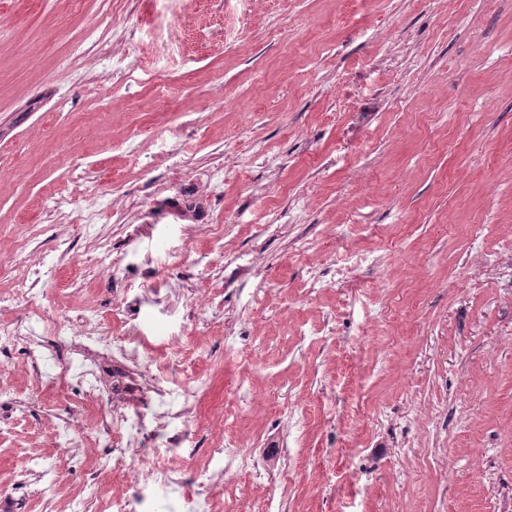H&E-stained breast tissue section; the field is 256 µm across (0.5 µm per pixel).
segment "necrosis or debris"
<instances>
[{
    "mask_svg": "<svg viewBox=\"0 0 512 512\" xmlns=\"http://www.w3.org/2000/svg\"><path fill=\"white\" fill-rule=\"evenodd\" d=\"M56 331L75 352L62 367L41 353L38 336L24 320H0V349L20 348L42 367H60L91 401L111 395L112 407L101 420L117 438L112 467L129 481L127 491L113 496L112 512H153L161 491L179 494L181 512H222L216 480L253 471L254 462L240 441L226 438L206 449L203 468L187 479V466L197 455L188 445L200 424L197 390L182 384L163 386L139 350L111 336L97 320L60 323ZM149 432L163 446L143 455L139 449ZM189 480L195 489L187 495L183 488Z\"/></svg>",
    "mask_w": 512,
    "mask_h": 512,
    "instance_id": "necrosis-or-debris-1",
    "label": "necrosis or debris"
}]
</instances>
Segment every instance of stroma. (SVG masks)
I'll return each instance as SVG.
<instances>
[{
    "label": "stroma",
    "instance_id": "obj_1",
    "mask_svg": "<svg viewBox=\"0 0 512 512\" xmlns=\"http://www.w3.org/2000/svg\"><path fill=\"white\" fill-rule=\"evenodd\" d=\"M0 164V290L32 256L54 263L0 319L32 321L61 362L65 319L130 337L201 385L200 449L249 391L233 429L260 467L224 491V512L267 494L280 512L512 503V288L476 263L512 252V0H0ZM175 168L223 182L189 213L170 201ZM62 194L69 210L50 213ZM102 235L135 271L124 286L97 261ZM302 237L321 253L299 254ZM330 251L360 265L349 294L311 289ZM228 254L258 262L266 306L251 305L253 281L225 277ZM186 283L221 295V317L119 307L121 292ZM228 335L255 340L253 362L225 351ZM0 368L7 512H43L18 456L66 457L65 421L90 451L58 474L54 512H106L127 480L97 465L114 446L97 409L67 378L42 385L20 352Z\"/></svg>",
    "mask_w": 512,
    "mask_h": 512
}]
</instances>
